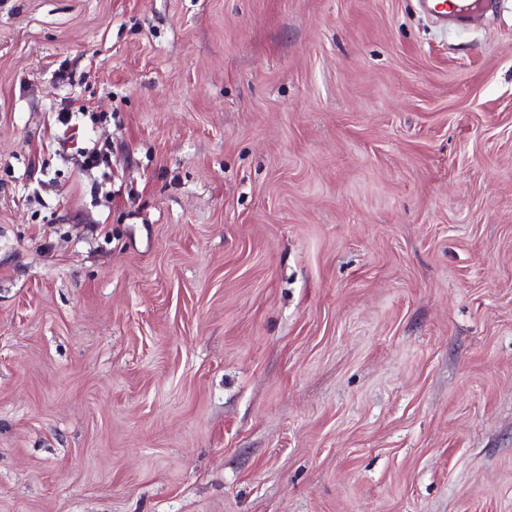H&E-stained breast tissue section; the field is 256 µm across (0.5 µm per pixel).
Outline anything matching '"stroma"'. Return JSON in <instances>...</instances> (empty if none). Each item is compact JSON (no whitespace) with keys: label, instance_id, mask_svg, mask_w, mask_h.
Wrapping results in <instances>:
<instances>
[{"label":"stroma","instance_id":"stroma-1","mask_svg":"<svg viewBox=\"0 0 512 512\" xmlns=\"http://www.w3.org/2000/svg\"><path fill=\"white\" fill-rule=\"evenodd\" d=\"M0 512H512V0H0ZM425 11L440 20L466 19L478 13L481 0H422ZM79 159L78 163L83 170H92L101 165L112 166V155L101 152L96 147H78L76 151Z\"/></svg>","mask_w":512,"mask_h":512}]
</instances>
